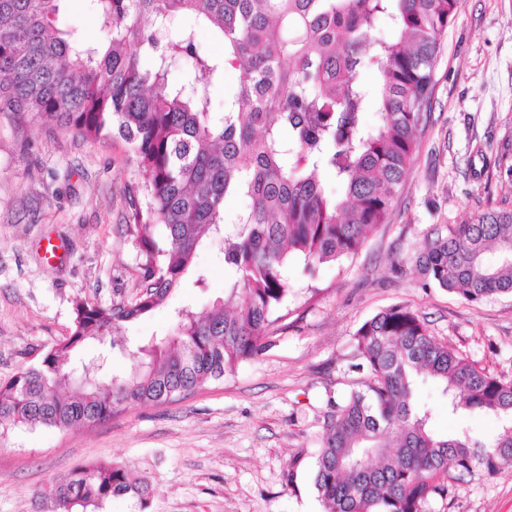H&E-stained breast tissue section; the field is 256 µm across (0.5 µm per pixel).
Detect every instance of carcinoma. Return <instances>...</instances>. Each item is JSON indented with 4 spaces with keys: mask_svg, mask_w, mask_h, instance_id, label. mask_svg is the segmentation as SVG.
I'll return each instance as SVG.
<instances>
[{
    "mask_svg": "<svg viewBox=\"0 0 512 512\" xmlns=\"http://www.w3.org/2000/svg\"><path fill=\"white\" fill-rule=\"evenodd\" d=\"M60 0H0V112L54 120L91 141L131 146L142 177L128 234L145 255L140 290L110 306L74 302L68 336L0 384V425L70 429L130 405L163 403L218 381L274 346L269 328L288 294V265L312 276L354 255L385 222L429 112L433 67L458 0H89L102 41L60 25ZM194 17L196 26L183 23ZM391 30L386 39L375 33ZM224 48H198L197 29ZM186 66L184 79L171 78ZM377 72L367 84L363 73ZM224 87V110L211 90ZM380 111L369 130L363 114ZM334 176L338 190L324 184ZM247 201L224 225V202ZM163 226V237L152 228ZM218 239L236 279L202 312L174 309L171 330L137 347L110 342L129 366L100 380L109 353L73 365L91 340L121 336L183 278L206 287L198 250ZM423 286L469 302L512 293V211L483 213L429 239ZM362 387L330 403L314 488L323 512H426L449 484L512 462V383L477 368L396 305L354 334ZM429 377L448 415H496L479 439L433 425L418 398ZM145 507L148 480L117 462L74 469L46 490L57 512H98L114 496Z\"/></svg>",
    "mask_w": 512,
    "mask_h": 512,
    "instance_id": "cac0c4a2",
    "label": "carcinoma"
}]
</instances>
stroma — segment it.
I'll list each match as a JSON object with an SVG mask.
<instances>
[{
    "instance_id": "35a3bbf8",
    "label": "stroma",
    "mask_w": 512,
    "mask_h": 512,
    "mask_svg": "<svg viewBox=\"0 0 512 512\" xmlns=\"http://www.w3.org/2000/svg\"><path fill=\"white\" fill-rule=\"evenodd\" d=\"M430 116L386 224L354 256L303 274L287 271L283 330L275 346L186 397L135 405L68 430L0 426V512H53L44 492L81 464H126L153 488L148 510L129 496L102 512H322L313 486L329 402L364 371L354 333L405 305L429 333L512 383V293L471 303L426 288L414 266L433 229L512 210V0H458L434 68ZM141 183L129 145L88 141L59 125L0 114V383L35 365L70 330L77 300L109 305L138 291L144 261L127 235L130 190ZM192 280L166 306L128 325L129 342L171 327L170 310L204 308L232 273L218 246L198 254ZM442 431L495 436L493 416L449 417L431 383ZM427 512H512V465L454 482Z\"/></svg>"
}]
</instances>
